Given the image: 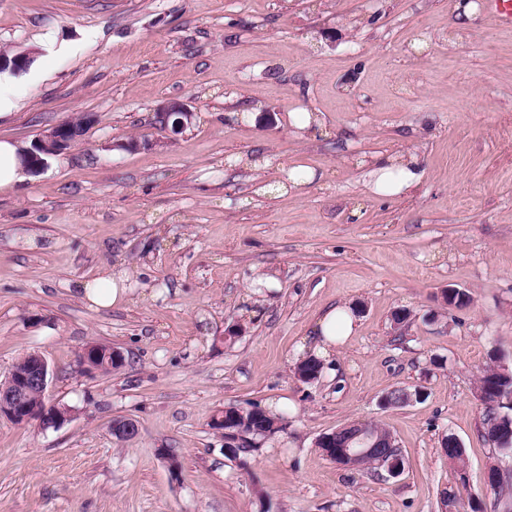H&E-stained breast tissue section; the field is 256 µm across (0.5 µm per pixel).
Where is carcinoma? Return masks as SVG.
<instances>
[{"label": "carcinoma", "instance_id": "obj_1", "mask_svg": "<svg viewBox=\"0 0 512 512\" xmlns=\"http://www.w3.org/2000/svg\"><path fill=\"white\" fill-rule=\"evenodd\" d=\"M296 369L300 374V381L304 383L316 381L322 373L320 361L312 356L301 361ZM476 389L482 392L481 400L484 403L481 422L483 437L491 442L499 453L512 454V368L503 369L497 363L485 367L478 377ZM227 417L234 421V426L241 432L259 442L283 429V416L271 415L262 409L251 411L230 406ZM364 426L377 434V448L359 460V463L363 464V472H377L380 462L386 464L392 459L403 460L395 437L374 423L351 422L349 429L339 433L336 444L343 442L342 436L354 434ZM442 449L459 474H464L465 449L460 445L452 447L445 440L442 441ZM489 471L494 475L489 485L492 502L488 503L485 498L471 494L467 499L469 512H512V471L495 464L489 467Z\"/></svg>", "mask_w": 512, "mask_h": 512}]
</instances>
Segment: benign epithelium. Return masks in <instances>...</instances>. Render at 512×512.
I'll list each match as a JSON object with an SVG mask.
<instances>
[{"mask_svg":"<svg viewBox=\"0 0 512 512\" xmlns=\"http://www.w3.org/2000/svg\"><path fill=\"white\" fill-rule=\"evenodd\" d=\"M32 58L27 52L13 55L0 51V73H17L28 69ZM157 119L162 121L164 129L174 135L183 133L191 127L196 113L183 101L173 99L158 112ZM93 120L90 114H83L73 120L64 121L43 134L37 136L25 148L24 161L30 171L35 173L47 165V159L66 155L78 144L76 127L89 125ZM125 362V356L118 348L94 343L84 349L81 363L88 370H99L100 365L109 364L118 369ZM51 369L45 358L37 353L27 355L22 367H13L5 380H0V419L14 424L37 422L44 428L56 427L67 420L68 409L46 402L50 384ZM112 433L124 439L138 433L137 424L129 419H119L112 423ZM349 443L353 447L344 449L343 459L352 460L373 451L375 442L366 432L356 433Z\"/></svg>","mask_w":512,"mask_h":512,"instance_id":"1","label":"benign epithelium"}]
</instances>
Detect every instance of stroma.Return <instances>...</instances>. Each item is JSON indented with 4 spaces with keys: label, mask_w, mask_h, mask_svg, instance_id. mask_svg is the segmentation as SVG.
<instances>
[{
    "label": "stroma",
    "mask_w": 512,
    "mask_h": 512,
    "mask_svg": "<svg viewBox=\"0 0 512 512\" xmlns=\"http://www.w3.org/2000/svg\"><path fill=\"white\" fill-rule=\"evenodd\" d=\"M470 2L461 35L460 0H0V48L33 58L0 139L93 117L70 155L0 193V380L38 353L70 411L0 421V512H448L443 492L486 495L489 466L512 468L475 394L492 351L512 366V25ZM172 99L198 115L179 135L153 121ZM132 137L144 146L121 149ZM411 152L415 191L368 190L373 155ZM296 168L315 175L300 193ZM106 267L129 294L94 308L76 287ZM449 287L470 304L443 305ZM334 305L355 332L303 383ZM93 343L124 365L86 371ZM396 387L424 398L382 406ZM229 406L286 426L239 463L213 425ZM120 418L136 437L116 438ZM357 419L392 432L399 477L317 448Z\"/></svg>",
    "instance_id": "1"
}]
</instances>
